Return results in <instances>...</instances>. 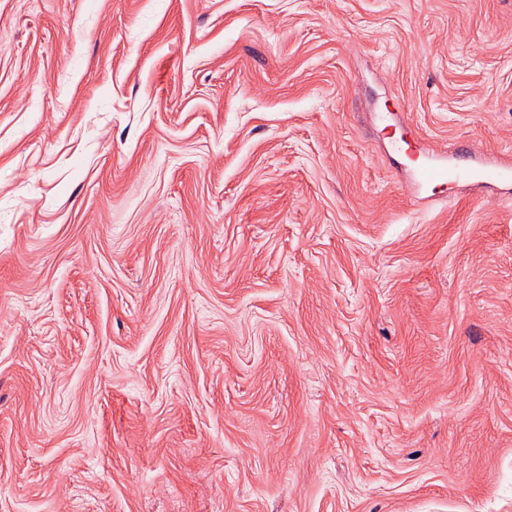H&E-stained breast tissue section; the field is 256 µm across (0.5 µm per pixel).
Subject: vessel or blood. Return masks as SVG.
Wrapping results in <instances>:
<instances>
[{"mask_svg": "<svg viewBox=\"0 0 512 512\" xmlns=\"http://www.w3.org/2000/svg\"><path fill=\"white\" fill-rule=\"evenodd\" d=\"M466 179L477 189L512 187V159L495 154L475 160L459 153H436L430 163L420 165L412 181L417 188L427 186L447 187L456 185L459 179Z\"/></svg>", "mask_w": 512, "mask_h": 512, "instance_id": "obj_1", "label": "vessel or blood"}]
</instances>
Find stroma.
Instances as JSON below:
<instances>
[{
    "label": "stroma",
    "instance_id": "obj_1",
    "mask_svg": "<svg viewBox=\"0 0 512 512\" xmlns=\"http://www.w3.org/2000/svg\"><path fill=\"white\" fill-rule=\"evenodd\" d=\"M512 0H0V512H512ZM452 160L454 163H452ZM475 162V164H472ZM461 177H465L470 186L475 189L492 187H512V160L509 157L487 154L475 161L468 154L436 153L431 156V162L421 164L413 173V184L418 188L427 186H454Z\"/></svg>",
    "mask_w": 512,
    "mask_h": 512
}]
</instances>
